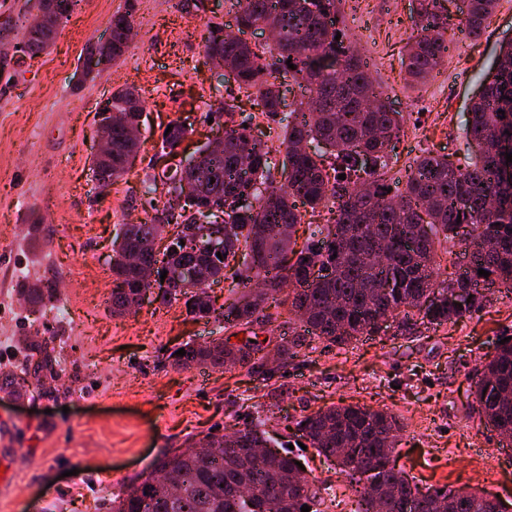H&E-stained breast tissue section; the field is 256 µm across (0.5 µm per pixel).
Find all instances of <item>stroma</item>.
<instances>
[{"label":"stroma","mask_w":512,"mask_h":512,"mask_svg":"<svg viewBox=\"0 0 512 512\" xmlns=\"http://www.w3.org/2000/svg\"><path fill=\"white\" fill-rule=\"evenodd\" d=\"M415 0H336L346 37L361 53L391 106L403 117L392 174L432 152L467 158L463 124L472 98L491 78L500 46L512 38V0H499L480 39L449 31L448 55L432 78L406 80L401 60L414 31ZM131 11L133 38L114 64L86 72L85 48L105 41L109 20ZM231 0L215 11L194 0H82L48 53L0 82V458L13 470L0 487V512H108L114 493L150 472L188 440L263 422L287 441L300 416L332 404L394 413L404 424L396 468L420 487H470L512 500V441L471 409L482 366L499 339L512 338V294L490 292L479 311L441 327L408 331L391 320L345 348L302 335L286 306L270 307L271 338L300 336L293 359L255 369L173 366L181 344L221 336L217 322L187 317L182 302L148 299L123 318L105 300L112 288V241L144 219L143 182L155 172L164 128L186 122L179 149L191 158L212 139L220 101L233 79L204 54L211 25L235 28ZM144 101L143 144L127 174L104 194L91 168L96 114L121 87ZM55 271L71 316L39 314L22 284ZM55 337L58 378L2 387L25 374L22 343ZM306 473L328 490L326 512H354L356 496L334 463L309 448Z\"/></svg>","instance_id":"1"}]
</instances>
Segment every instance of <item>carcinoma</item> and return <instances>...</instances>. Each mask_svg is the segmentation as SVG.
I'll list each match as a JSON object with an SVG mask.
<instances>
[{
  "mask_svg": "<svg viewBox=\"0 0 512 512\" xmlns=\"http://www.w3.org/2000/svg\"><path fill=\"white\" fill-rule=\"evenodd\" d=\"M419 24L406 53L407 75L425 80L438 70L448 51V15L443 0H416ZM498 0H468L460 24L478 39ZM239 29L267 27L274 40L262 48L245 40L229 39L219 25L209 27L205 56L217 67L235 71L238 93L258 99L262 113L283 132L281 145L291 157L286 186H273L276 150L250 133L252 116L234 121L235 104L222 102L215 117H227L224 150L205 145L197 150L188 171L189 181L175 177L147 193L164 197L150 204L140 224L124 225L112 242V316L123 317L136 308V298L148 285L143 266L155 262L151 245L166 227L173 238L164 248L168 262L185 266L194 279L181 286L161 282L156 270L153 287L162 305L184 301L193 320L213 318L224 335L204 345L186 343L185 355L171 353L177 367L192 365L254 368L265 358L266 341L253 326L270 321L264 314L268 300L282 291L285 280L295 282L291 311L300 315L304 332L320 340L346 345L378 331L389 319L401 318L411 328L414 316L440 327L480 310L486 290L512 292V40L500 50L491 79L470 108L465 137L475 148L464 166L445 155L431 153L409 165L403 189L395 195L386 168L400 132V113L384 99V91L344 39L336 22V0H235ZM131 10L112 15V40L89 53L113 62L128 47ZM59 25L35 37L29 23L8 16L0 27L5 40L27 39L24 56L33 58L52 46ZM294 68H289L286 61ZM291 78L304 86L307 101L283 110L282 83ZM105 107L121 115L106 126L112 159L96 178L97 189L112 187L128 169L141 142L130 127L143 112L139 93L122 87ZM188 128L171 123L161 135L159 157L174 153ZM346 175L341 180L338 175ZM246 198L249 203L240 204ZM332 204L334 221L324 224L295 248L293 231L301 223L299 206L312 210ZM222 215L224 260L219 266L206 252L190 245L189 231L204 212ZM471 227L461 240L471 252L470 265L455 280L439 281L441 259L436 240L453 239L462 226ZM234 267L243 281H261L249 290L213 307L207 288L221 269ZM490 272L487 277L478 270ZM391 278L399 287L382 295L376 284ZM464 291L470 301L458 303L453 292ZM36 308L57 307L53 280L21 289ZM247 336L239 339L237 335ZM298 340L275 342L278 358L296 354ZM39 355L34 378L54 372L55 340L49 336L29 346ZM473 411L485 418L500 436L512 439V339L497 345L475 382ZM298 438L319 454L337 457L340 473L359 494L356 512H508L502 500L448 486L421 490L391 456L402 426L395 415L359 404L332 405L295 422ZM268 447L265 431L246 426L221 437L205 435L159 459L150 474L130 484L112 500V512H323L321 488L309 480L291 451Z\"/></svg>",
  "mask_w": 512,
  "mask_h": 512,
  "instance_id": "obj_1",
  "label": "carcinoma"
}]
</instances>
